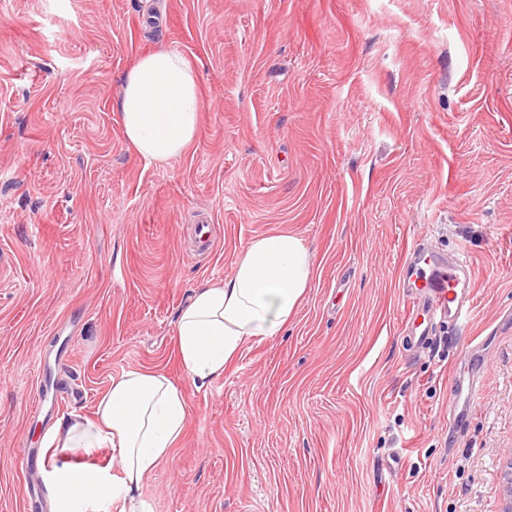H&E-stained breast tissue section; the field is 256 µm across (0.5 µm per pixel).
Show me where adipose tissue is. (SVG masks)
<instances>
[{
	"mask_svg": "<svg viewBox=\"0 0 512 512\" xmlns=\"http://www.w3.org/2000/svg\"><path fill=\"white\" fill-rule=\"evenodd\" d=\"M116 107L126 140L144 160L162 164L191 144L203 103L191 63L159 48L124 74ZM313 271V257L295 235L252 240L237 256L232 278L197 288L176 317L177 349L187 378L200 385L220 378L246 341L280 335ZM188 416L183 390L162 372L130 369L113 378L94 419L75 416L57 423L45 445L86 453L111 449L120 474L112 478L94 468L53 471L50 512H87L101 499L116 503L118 512H146L142 484L170 458Z\"/></svg>",
	"mask_w": 512,
	"mask_h": 512,
	"instance_id": "1",
	"label": "adipose tissue"
}]
</instances>
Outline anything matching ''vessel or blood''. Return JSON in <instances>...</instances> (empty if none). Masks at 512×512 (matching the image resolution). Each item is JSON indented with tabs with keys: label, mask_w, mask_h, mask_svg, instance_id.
<instances>
[{
	"label": "vessel or blood",
	"mask_w": 512,
	"mask_h": 512,
	"mask_svg": "<svg viewBox=\"0 0 512 512\" xmlns=\"http://www.w3.org/2000/svg\"><path fill=\"white\" fill-rule=\"evenodd\" d=\"M471 266L467 258H459L449 266L414 247L408 252L403 268L402 288L407 302L403 326L409 341L415 345L427 344L436 318H443L450 326L462 327L471 317ZM478 394L476 379L454 382L450 387L452 407L470 412Z\"/></svg>",
	"instance_id": "1"
}]
</instances>
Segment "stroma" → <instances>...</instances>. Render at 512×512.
<instances>
[{
    "label": "stroma",
    "instance_id": "stroma-1",
    "mask_svg": "<svg viewBox=\"0 0 512 512\" xmlns=\"http://www.w3.org/2000/svg\"><path fill=\"white\" fill-rule=\"evenodd\" d=\"M0 0V512H49L44 448L112 377L162 371L189 416L150 512H501L512 457V0ZM203 101L184 154L124 138L160 47ZM211 229L201 254L196 225ZM314 256L282 335L185 377L174 323L256 237ZM466 253V335L402 326L415 244ZM479 399L448 423L452 378Z\"/></svg>",
    "mask_w": 512,
    "mask_h": 512
}]
</instances>
